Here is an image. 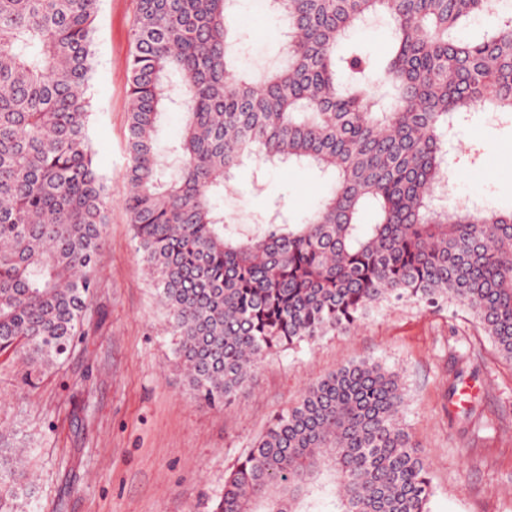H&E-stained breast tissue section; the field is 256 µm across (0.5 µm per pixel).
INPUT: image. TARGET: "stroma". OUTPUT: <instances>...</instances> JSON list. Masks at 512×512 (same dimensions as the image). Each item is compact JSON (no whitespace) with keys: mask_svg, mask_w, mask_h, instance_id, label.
<instances>
[{"mask_svg":"<svg viewBox=\"0 0 512 512\" xmlns=\"http://www.w3.org/2000/svg\"><path fill=\"white\" fill-rule=\"evenodd\" d=\"M136 0H100L87 96L99 171L121 192L129 28ZM239 66L268 68L283 46L279 16L238 0L230 19ZM454 191L447 206L512 209V124L476 112L448 136ZM310 169L244 160L219 205L250 234L271 216L300 220L326 192ZM172 338L120 202L109 209L90 330L63 366L34 387L0 356V425L33 436L27 468L36 512H212L224 479L276 412L316 377L363 358L384 360L410 390L406 422L429 456L431 512H512V363L462 313L412 303L359 329L272 357L229 407L207 408L171 362ZM462 370V393L448 384Z\"/></svg>","mask_w":512,"mask_h":512,"instance_id":"stroma-1","label":"stroma"}]
</instances>
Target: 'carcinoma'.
<instances>
[{"instance_id": "cac0c4a2", "label": "carcinoma", "mask_w": 512, "mask_h": 512, "mask_svg": "<svg viewBox=\"0 0 512 512\" xmlns=\"http://www.w3.org/2000/svg\"><path fill=\"white\" fill-rule=\"evenodd\" d=\"M235 2L136 0L130 29L121 202L195 398L227 406L270 355L398 301L466 311L512 362V211L435 204L454 122L512 114V0H271L288 45L259 81L234 65ZM98 11L0 0V354L28 387L86 336L97 287L112 200L87 132ZM381 15L386 56L347 42ZM171 110L182 127L163 150ZM252 155L332 185L301 223L236 237L217 198ZM406 404L380 360L316 378L238 458L214 512H316L327 497L332 512H429ZM27 447L0 432V512H33Z\"/></svg>"}]
</instances>
